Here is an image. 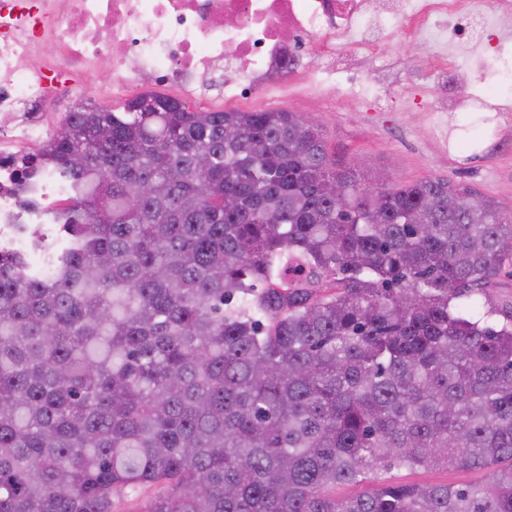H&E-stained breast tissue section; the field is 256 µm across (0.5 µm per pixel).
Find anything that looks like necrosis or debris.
<instances>
[{
  "mask_svg": "<svg viewBox=\"0 0 512 512\" xmlns=\"http://www.w3.org/2000/svg\"><path fill=\"white\" fill-rule=\"evenodd\" d=\"M512 20V0H0V244L28 256L30 217L20 194L40 202L64 195L51 162L31 163V149L51 139L48 107L91 93L79 71L108 64L105 95L178 85L200 97L204 75L235 63L238 77L220 84L228 100H250L270 82L303 79L387 105L368 92L361 71L339 59L377 61L393 23L417 42L465 50L497 39ZM296 61L282 67L283 36Z\"/></svg>",
  "mask_w": 512,
  "mask_h": 512,
  "instance_id": "4bbe7bcc",
  "label": "necrosis or debris"
}]
</instances>
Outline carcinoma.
I'll use <instances>...</instances> for the list:
<instances>
[{
  "label": "carcinoma",
  "instance_id": "1",
  "mask_svg": "<svg viewBox=\"0 0 512 512\" xmlns=\"http://www.w3.org/2000/svg\"><path fill=\"white\" fill-rule=\"evenodd\" d=\"M149 96L32 155L72 204L41 271L0 255V512H512V311L470 314L512 220L367 184L297 112ZM394 467L487 476L336 499ZM152 490H145L141 495L134 497L127 491H116L112 495V510L114 512H131L132 510H143L147 504Z\"/></svg>",
  "mask_w": 512,
  "mask_h": 512
}]
</instances>
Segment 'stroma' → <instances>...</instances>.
<instances>
[{
  "mask_svg": "<svg viewBox=\"0 0 512 512\" xmlns=\"http://www.w3.org/2000/svg\"><path fill=\"white\" fill-rule=\"evenodd\" d=\"M383 62L371 76L376 87L396 91L387 110L372 101L342 95L323 99L300 84L269 85L257 100L237 103L240 111L282 109L311 119L321 130L330 154L368 175L374 183H408L423 179L463 181L497 202L512 217V147L500 145L466 108L428 111L425 101L447 97L452 80L469 75L477 98L493 101L501 73L512 67V40L505 51L488 46L483 70L470 74L463 56L441 57L437 66L420 65L425 45L396 35L380 49ZM392 483L418 485L467 484L483 480L474 470L394 469L384 474Z\"/></svg>",
  "mask_w": 512,
  "mask_h": 512,
  "instance_id": "35a3bbf8",
  "label": "stroma"
}]
</instances>
